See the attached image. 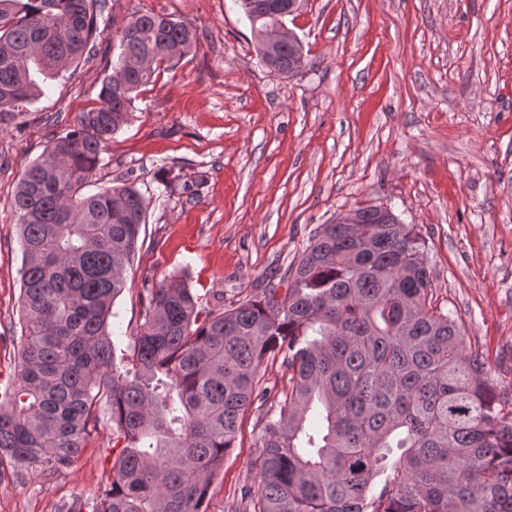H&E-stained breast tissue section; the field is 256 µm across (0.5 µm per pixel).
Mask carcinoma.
I'll list each match as a JSON object with an SVG mask.
<instances>
[{
    "label": "carcinoma",
    "instance_id": "1",
    "mask_svg": "<svg viewBox=\"0 0 512 512\" xmlns=\"http://www.w3.org/2000/svg\"><path fill=\"white\" fill-rule=\"evenodd\" d=\"M262 62L292 76L302 42L267 47L293 0H238ZM96 0H0V117L80 60ZM102 105L28 164L12 208L23 250L16 380L0 394V460L59 475L100 407L123 447L106 484L59 512H206L215 476L283 356L288 390L258 422L257 480L231 512H512V411L461 325L433 305L425 242L395 213L317 227L284 293L224 304L181 277L148 290L142 332L116 360L108 331L139 248L135 184L84 194L138 90L192 52L197 29L135 14L117 35Z\"/></svg>",
    "mask_w": 512,
    "mask_h": 512
}]
</instances>
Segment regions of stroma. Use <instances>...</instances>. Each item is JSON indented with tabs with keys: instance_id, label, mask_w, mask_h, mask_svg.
Masks as SVG:
<instances>
[{
	"instance_id": "1",
	"label": "stroma",
	"mask_w": 512,
	"mask_h": 512,
	"mask_svg": "<svg viewBox=\"0 0 512 512\" xmlns=\"http://www.w3.org/2000/svg\"><path fill=\"white\" fill-rule=\"evenodd\" d=\"M138 11L191 22L198 42L142 87L87 186L131 179L147 205L113 306L116 350L142 328L146 289L181 276L245 299L297 265L318 225L384 205L415 226L434 301L512 397V0H301L285 21L304 48L293 77L262 63L236 0H106L95 56L0 122V389L20 349L15 186L54 134L100 105L116 36ZM264 411L248 412L207 512H229L253 482ZM111 445L104 413L63 475L1 474L0 512L90 496Z\"/></svg>"
}]
</instances>
